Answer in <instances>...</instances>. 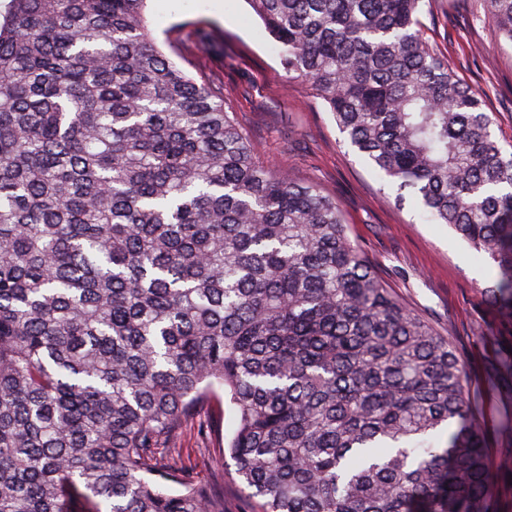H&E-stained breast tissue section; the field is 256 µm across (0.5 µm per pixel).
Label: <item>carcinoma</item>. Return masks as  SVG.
<instances>
[{
    "instance_id": "1",
    "label": "carcinoma",
    "mask_w": 512,
    "mask_h": 512,
    "mask_svg": "<svg viewBox=\"0 0 512 512\" xmlns=\"http://www.w3.org/2000/svg\"><path fill=\"white\" fill-rule=\"evenodd\" d=\"M247 2L398 200L492 260L480 295L512 315V151L425 0ZM483 2L512 46V0ZM146 3L0 12V512H225L157 458L224 398L252 512H495L448 338L163 55Z\"/></svg>"
}]
</instances>
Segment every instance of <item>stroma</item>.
<instances>
[{
	"label": "stroma",
	"mask_w": 512,
	"mask_h": 512,
	"mask_svg": "<svg viewBox=\"0 0 512 512\" xmlns=\"http://www.w3.org/2000/svg\"><path fill=\"white\" fill-rule=\"evenodd\" d=\"M147 15L162 52L196 80L224 85L234 112L261 161L312 182L339 204L351 239L388 288L413 313L448 330L464 364L467 387L486 434L497 486L512 483L499 459L512 454V435L499 427L512 404V380L492 387L497 359L512 347V323L478 293L489 260L443 224L424 223L411 203L388 200L379 180L346 143L308 84L288 78L272 40L247 0H148ZM482 0H428L425 34L457 75L480 92L501 145L512 144V48L483 22ZM235 428L231 406L202 413L176 439L187 477L224 481V508L238 512L233 465L222 464L224 440Z\"/></svg>",
	"instance_id": "stroma-1"
}]
</instances>
